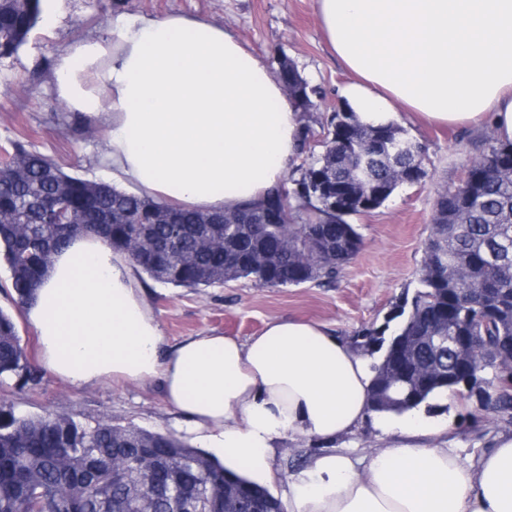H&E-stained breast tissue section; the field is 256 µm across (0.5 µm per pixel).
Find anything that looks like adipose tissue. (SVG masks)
I'll use <instances>...</instances> for the list:
<instances>
[{
    "mask_svg": "<svg viewBox=\"0 0 512 512\" xmlns=\"http://www.w3.org/2000/svg\"><path fill=\"white\" fill-rule=\"evenodd\" d=\"M327 41L365 123L491 122L512 141V0H317ZM69 112L104 126V165L154 199L231 210L279 186L303 122L277 77L236 36L183 14L117 16L53 66ZM39 360L84 386L161 378L188 434L227 469L276 479L283 439L332 440L370 412L366 359L326 326L275 318L248 339L201 333L166 347L124 252L75 236L24 305ZM285 512H512V435L477 461L410 443L315 456Z\"/></svg>",
    "mask_w": 512,
    "mask_h": 512,
    "instance_id": "adipose-tissue-1",
    "label": "adipose tissue"
}]
</instances>
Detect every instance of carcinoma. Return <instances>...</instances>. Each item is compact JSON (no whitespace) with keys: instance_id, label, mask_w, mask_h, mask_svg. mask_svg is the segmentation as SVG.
<instances>
[{"instance_id":"1","label":"carcinoma","mask_w":512,"mask_h":512,"mask_svg":"<svg viewBox=\"0 0 512 512\" xmlns=\"http://www.w3.org/2000/svg\"><path fill=\"white\" fill-rule=\"evenodd\" d=\"M45 0H0V60L18 53L41 18ZM316 88L305 81L293 103L302 110ZM321 152L302 133L307 154L266 196L233 210L203 213L71 175L19 140L0 166V261L16 302L47 274L53 255L80 233L126 252L138 270L175 288H209L249 278L261 287L318 281L330 285L358 253L350 218L380 207L409 183L419 142L393 122L363 124L352 111L325 119ZM512 142H495L436 202L411 311L389 342L369 330L364 346L384 350L374 372L370 410L402 415L467 389L455 379L461 354L448 337L469 342L467 357L491 371L494 407L512 409V374L495 358L512 348ZM292 208L296 223L254 224L257 212ZM406 344L417 376L383 384L391 350ZM20 389L42 376L31 366L12 314L0 309V380ZM188 490L204 512H274L266 488L229 472L214 457L171 435L108 420L25 415L0 403V512H182L173 493Z\"/></svg>"}]
</instances>
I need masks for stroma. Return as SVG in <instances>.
Segmentation results:
<instances>
[{
	"label": "stroma",
	"instance_id": "stroma-1",
	"mask_svg": "<svg viewBox=\"0 0 512 512\" xmlns=\"http://www.w3.org/2000/svg\"><path fill=\"white\" fill-rule=\"evenodd\" d=\"M119 13L129 18L169 13L208 18L231 29L273 72L278 71L280 58L288 57L321 91L322 100L311 113L316 129L342 102L341 90L350 81L318 23L317 0H123L117 9L112 0H47L27 43L14 57L0 60V145L18 139L70 174L107 179L101 157L108 131L66 112L52 90L51 66L75 40L106 35ZM404 131L424 146L426 175L418 183L398 187L380 208L353 217L363 245L335 285L313 281L261 288L241 278L193 290L142 277L166 346L204 332L244 340L260 333L274 317L324 324L350 344L363 329L397 328L395 314L418 288L435 203L459 184L472 160L488 152L493 134L487 125L448 128L417 123L405 125ZM1 399L28 415H68L89 423L105 418L123 427L179 433L180 417L156 379H109L78 387L47 371L33 391L18 389L11 381L0 383ZM428 416L444 430L424 436L423 444L455 449L468 461L490 448L498 435L512 434V411L487 408L475 395L435 400ZM403 438L399 425L381 427L372 414L353 434L332 442L284 441L276 450L277 478L270 489L280 493L317 454L342 451L360 457Z\"/></svg>",
	"mask_w": 512,
	"mask_h": 512
}]
</instances>
